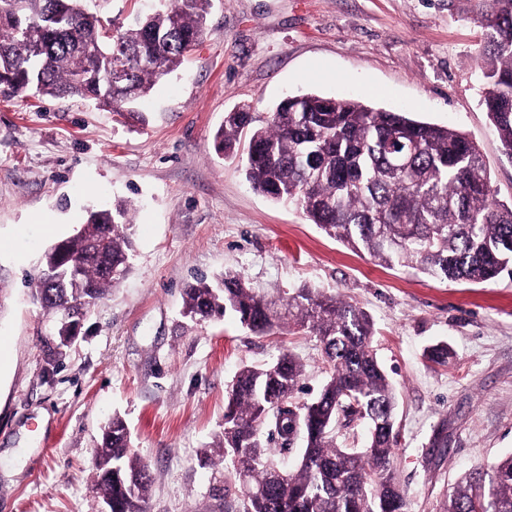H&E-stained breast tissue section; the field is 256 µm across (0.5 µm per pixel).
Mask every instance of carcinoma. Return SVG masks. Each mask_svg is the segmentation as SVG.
Instances as JSON below:
<instances>
[{
  "instance_id": "carcinoma-1",
  "label": "carcinoma",
  "mask_w": 512,
  "mask_h": 512,
  "mask_svg": "<svg viewBox=\"0 0 512 512\" xmlns=\"http://www.w3.org/2000/svg\"><path fill=\"white\" fill-rule=\"evenodd\" d=\"M85 0H0V93L25 98L78 97L141 120L136 105L174 72L204 35L211 0H164L163 8L103 34ZM483 105L504 153L512 156V0H486ZM129 66L111 85L112 62ZM249 131L244 161L253 189L294 205L330 238L385 266H408L449 282L483 283L512 264V204L493 199L478 146L458 130L421 122L354 99L315 93L281 100L260 119L229 112L215 149L234 151ZM402 133L407 164L393 166L390 139ZM112 223V230L105 224ZM131 207L91 209L66 251L78 278L45 289L50 322L80 301L94 304L129 271ZM112 266L109 278L103 265ZM184 317L200 322L228 313L256 334L292 322L318 337L330 366L317 396L299 407L302 363L283 353L233 379L224 430L206 454L224 462V498L238 512H407L394 476L396 397L372 342L374 324L334 293L300 288L280 301L257 294L237 272L217 288L198 279L183 293ZM363 419L364 448L337 443L336 424ZM304 445L293 468L275 459L271 441ZM95 486L112 512H148L154 476L130 448L115 413L95 451ZM442 512H512V454L463 474Z\"/></svg>"
}]
</instances>
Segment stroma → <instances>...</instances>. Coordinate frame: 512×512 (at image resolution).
I'll return each instance as SVG.
<instances>
[{
  "label": "stroma",
  "instance_id": "obj_1",
  "mask_svg": "<svg viewBox=\"0 0 512 512\" xmlns=\"http://www.w3.org/2000/svg\"><path fill=\"white\" fill-rule=\"evenodd\" d=\"M481 0H212L207 29L159 82L144 119L77 99L0 96V453L30 449L0 475V512H99L92 459L104 422L126 420L155 481L148 512H226L224 468L203 455L224 428L235 373L280 353L304 365L293 404L327 378L316 336H263L226 317L182 314L197 277L240 273L279 297L308 286L374 321L396 390L395 473L408 512H440L465 471L512 454V266L480 283L389 268L270 202L238 161L216 154L226 112L263 116L289 94L355 97L454 127L480 148L494 198L512 203V157L482 104ZM131 204L126 279L88 312L63 355L30 282L42 251L90 206ZM444 341L448 363L425 357Z\"/></svg>",
  "mask_w": 512,
  "mask_h": 512
}]
</instances>
